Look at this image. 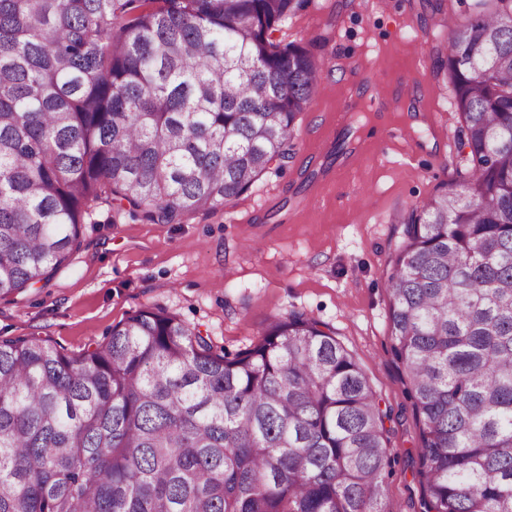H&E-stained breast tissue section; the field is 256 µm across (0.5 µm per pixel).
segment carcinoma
<instances>
[{"label":"carcinoma","mask_w":512,"mask_h":512,"mask_svg":"<svg viewBox=\"0 0 512 512\" xmlns=\"http://www.w3.org/2000/svg\"><path fill=\"white\" fill-rule=\"evenodd\" d=\"M448 22L460 179L401 216L392 351L426 512H512V0ZM307 0H0V299L69 265L102 198L174 224L290 158ZM305 313L244 351L152 305L73 356L0 339V512H389L385 420Z\"/></svg>","instance_id":"1"}]
</instances>
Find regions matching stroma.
Returning a JSON list of instances; mask_svg holds the SVG:
<instances>
[{"instance_id":"1","label":"stroma","mask_w":512,"mask_h":512,"mask_svg":"<svg viewBox=\"0 0 512 512\" xmlns=\"http://www.w3.org/2000/svg\"><path fill=\"white\" fill-rule=\"evenodd\" d=\"M472 4L445 0L434 18L422 0H308L278 34L309 44L322 67L293 159L232 204L179 224H149L100 201L68 266L0 300V337L34 334L77 355L160 304L231 357L271 319L307 313L335 332L395 414L389 512H422L419 426L391 350L385 280L397 217L458 178L460 117L431 55L448 17Z\"/></svg>"}]
</instances>
